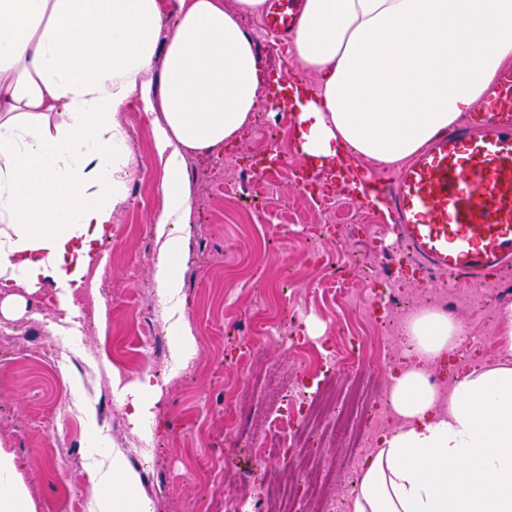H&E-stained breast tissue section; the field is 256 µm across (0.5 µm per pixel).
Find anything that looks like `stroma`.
<instances>
[{
  "mask_svg": "<svg viewBox=\"0 0 512 512\" xmlns=\"http://www.w3.org/2000/svg\"><path fill=\"white\" fill-rule=\"evenodd\" d=\"M263 66L266 80L258 91V110L239 140L187 159L190 222L181 232L174 265L181 288L163 313L162 354L151 355L142 346L139 319L157 296L153 270L164 249L154 224L166 204L164 170L153 138L163 112L145 111L138 100L119 115L136 170L125 201L113 213L112 236L99 245L84 277L95 300L106 304L108 330L99 333L92 322L71 339L76 357L109 349L122 355L124 364H110L106 373L88 377L75 366L54 375L49 338L57 316L75 312L72 289L47 277L32 286L20 284L10 294L0 292V316L14 324L16 334L15 342L0 346V453L15 462V480L29 512H60L69 498L83 499L86 512H93L100 473L108 470L113 454H127L138 442L150 450L138 474L153 512H226L225 482L244 478L257 486L294 478L287 463L258 461L242 438L256 416L275 415L265 368L305 380L316 395L340 388L341 374L312 368L308 348L330 350L346 330L366 334L395 319L386 306L374 307L369 320L349 315L348 307H362L393 288L419 292L418 281L390 276L387 221L353 192L335 186L325 190L326 196L339 197L342 212L360 215L366 231L342 223L336 236L314 241L308 225L325 223L329 214L310 205L291 174L272 180L252 177L238 199L225 197V182H238L257 159L278 151L291 168L301 162L285 121H275L272 139L263 124L273 121L270 102L280 84L298 77L313 86L317 79L300 73L286 48L267 55ZM313 243L331 263L366 257L375 284L365 283L362 268L354 264L344 280L325 275L309 254ZM448 291L458 297L456 318L464 321L469 335L482 340L471 352L474 365L503 361L493 340L497 307L469 300L465 283L456 280L449 281ZM42 294L51 305L34 308L33 299ZM342 294L348 307L337 303ZM185 325L197 345L177 360L171 348ZM311 326L316 329L312 335L307 332ZM245 331L253 344L237 348L235 340ZM292 333L304 338L305 349L286 345L284 338ZM153 369L161 375L155 402L147 422L136 430L114 383L134 381ZM194 462L207 467L208 480L189 477Z\"/></svg>",
  "mask_w": 512,
  "mask_h": 512,
  "instance_id": "1",
  "label": "stroma"
}]
</instances>
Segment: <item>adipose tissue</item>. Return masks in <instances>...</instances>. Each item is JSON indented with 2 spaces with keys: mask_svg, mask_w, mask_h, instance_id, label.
Here are the masks:
<instances>
[{
  "mask_svg": "<svg viewBox=\"0 0 512 512\" xmlns=\"http://www.w3.org/2000/svg\"><path fill=\"white\" fill-rule=\"evenodd\" d=\"M264 3L172 0L165 38L160 0H0L1 289L81 282L135 168L118 120L131 98L164 112L156 232L188 223L186 153L237 140L256 110L264 69L241 18ZM290 49L318 78L274 103L296 153L396 164L480 105L512 63V0H304ZM402 334L409 349L385 389L399 424L377 436L347 512H512V365L455 376L443 393L427 370L465 323L428 309ZM130 505L153 512L116 456L95 510Z\"/></svg>",
  "mask_w": 512,
  "mask_h": 512,
  "instance_id": "1",
  "label": "adipose tissue"
}]
</instances>
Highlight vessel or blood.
Here are the masks:
<instances>
[{"instance_id": "vessel-or-blood-1", "label": "vessel or blood", "mask_w": 512, "mask_h": 512, "mask_svg": "<svg viewBox=\"0 0 512 512\" xmlns=\"http://www.w3.org/2000/svg\"><path fill=\"white\" fill-rule=\"evenodd\" d=\"M301 0H267L260 27L275 52V37L291 35ZM298 184L351 180L370 187L396 216L397 243L411 256L407 273L420 282L440 272L477 284L512 262V68L499 69L489 103L434 139L389 181L366 168L329 171L299 167Z\"/></svg>"}]
</instances>
